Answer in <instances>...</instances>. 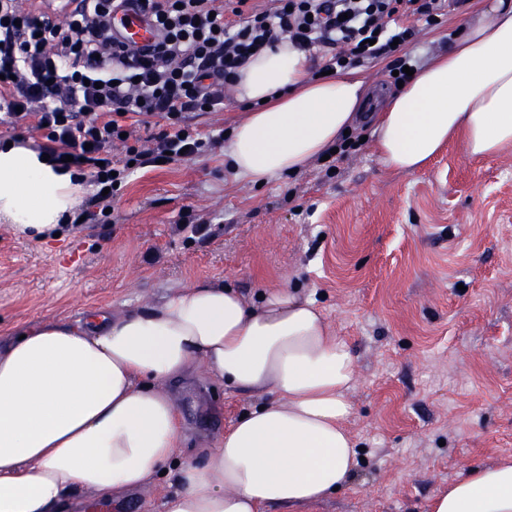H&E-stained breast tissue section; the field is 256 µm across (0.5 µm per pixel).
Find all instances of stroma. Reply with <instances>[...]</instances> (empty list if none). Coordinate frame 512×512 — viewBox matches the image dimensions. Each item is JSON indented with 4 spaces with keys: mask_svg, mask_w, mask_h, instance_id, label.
Instances as JSON below:
<instances>
[{
    "mask_svg": "<svg viewBox=\"0 0 512 512\" xmlns=\"http://www.w3.org/2000/svg\"><path fill=\"white\" fill-rule=\"evenodd\" d=\"M370 132L259 187L235 181L220 150L140 169L116 192L112 223L65 224L56 238L0 223V341L156 305L200 280L250 303L297 289L357 357L346 426L362 459L314 512H427L449 482L512 456V150L477 159L453 143L395 173ZM197 215L207 236L183 227ZM164 390L189 454L260 401L202 371ZM173 490L158 479L112 512H161Z\"/></svg>",
    "mask_w": 512,
    "mask_h": 512,
    "instance_id": "stroma-1",
    "label": "stroma"
}]
</instances>
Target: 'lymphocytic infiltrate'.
<instances>
[{"instance_id": "obj_1", "label": "lymphocytic infiltrate", "mask_w": 512, "mask_h": 512, "mask_svg": "<svg viewBox=\"0 0 512 512\" xmlns=\"http://www.w3.org/2000/svg\"><path fill=\"white\" fill-rule=\"evenodd\" d=\"M42 0L20 9L0 0V112L28 121L54 161L93 188L86 208L111 207L105 188L134 169L215 150L195 116L224 107V90L252 51L288 39L317 51L313 77L378 58L399 80L414 66L418 26L439 25L465 0H142L158 41L143 51L121 40L131 0ZM148 136H141V129Z\"/></svg>"}]
</instances>
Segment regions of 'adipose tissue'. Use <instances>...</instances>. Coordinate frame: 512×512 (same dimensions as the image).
<instances>
[{"mask_svg":"<svg viewBox=\"0 0 512 512\" xmlns=\"http://www.w3.org/2000/svg\"><path fill=\"white\" fill-rule=\"evenodd\" d=\"M290 41L253 56L234 85L248 106L226 158L236 180L264 183L304 168L351 128L365 94L353 71L307 76ZM393 172L460 143L473 157L512 147V0L476 4L446 51L396 92L373 130ZM33 143L0 139V223L45 240L88 194ZM356 357L312 299L275 288L255 303L199 281L161 304L92 321H45L0 346V512H77L172 478L162 512H307L358 466L345 423ZM263 396L214 447L183 450L163 383L196 368ZM427 512H512V458L472 469Z\"/></svg>","mask_w":512,"mask_h":512,"instance_id":"adipose-tissue-1","label":"adipose tissue"}]
</instances>
